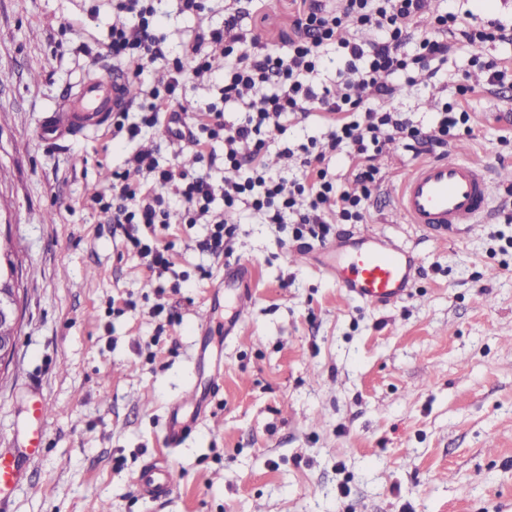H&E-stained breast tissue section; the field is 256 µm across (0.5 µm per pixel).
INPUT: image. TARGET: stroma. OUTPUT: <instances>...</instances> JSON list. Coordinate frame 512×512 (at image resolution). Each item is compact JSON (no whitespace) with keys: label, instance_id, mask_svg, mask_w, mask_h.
Listing matches in <instances>:
<instances>
[{"label":"stroma","instance_id":"stroma-1","mask_svg":"<svg viewBox=\"0 0 512 512\" xmlns=\"http://www.w3.org/2000/svg\"><path fill=\"white\" fill-rule=\"evenodd\" d=\"M227 0L201 16L160 0L166 72L200 28L224 24ZM288 0L244 4L243 32L283 50ZM111 0H0V232L19 249L26 288L14 369L0 376V450L23 444L44 401L42 447L0 512H512V87L460 97L480 60L512 68V43L462 45L436 86L393 104L421 125L433 102L463 99L474 132L454 148L500 177L493 218L435 240L397 214L393 195L415 165L387 145L367 226L416 249L409 297L377 307L296 262L292 229L246 210L230 254L203 253L206 224L157 228L172 264L154 277L88 199L100 174L135 150L167 162L163 129L137 142L104 133L55 145L41 121L105 54ZM248 262L253 303L233 312L225 263ZM217 327L203 335L199 316ZM223 381L184 443L168 448L170 404L207 373ZM166 457L173 494L151 500L135 479Z\"/></svg>","mask_w":512,"mask_h":512}]
</instances>
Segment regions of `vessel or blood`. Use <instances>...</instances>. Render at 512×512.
<instances>
[{
	"instance_id": "vessel-or-blood-1",
	"label": "vessel or blood",
	"mask_w": 512,
	"mask_h": 512,
	"mask_svg": "<svg viewBox=\"0 0 512 512\" xmlns=\"http://www.w3.org/2000/svg\"><path fill=\"white\" fill-rule=\"evenodd\" d=\"M130 102L125 70L116 68L87 76L78 90L45 118L40 137L59 143L97 134L107 128L112 113L125 110ZM496 199L497 180L489 169L453 151L408 170L394 204L406 223L428 236L444 239L449 232L488 217ZM418 267L414 248L370 230L358 232L350 241L324 243L318 259L319 270L330 273L346 296L379 307L396 305L409 296ZM251 275L246 263L224 269V285L233 289L237 311H245L251 302ZM205 412L204 394L198 387H190L169 412L165 427L168 447H179L186 436L188 418H202ZM32 414L39 426L30 434L24 454L0 451V493L18 481L23 460L34 459L41 446L48 418L46 403H36ZM136 483L150 498L169 496L174 476L168 461H152L138 473Z\"/></svg>"
}]
</instances>
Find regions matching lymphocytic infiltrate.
Segmentation results:
<instances>
[{"label": "lymphocytic infiltrate", "instance_id": "obj_1", "mask_svg": "<svg viewBox=\"0 0 512 512\" xmlns=\"http://www.w3.org/2000/svg\"><path fill=\"white\" fill-rule=\"evenodd\" d=\"M285 52L276 54L260 43V34L243 33L236 11L224 25L199 33L183 56L174 58L169 79L146 91L131 123L119 113L114 135L135 139L143 129L155 127L160 113H169L166 133L171 140L189 138L196 167L181 163L160 165L153 154L135 152L123 171L114 173L105 191L92 201L112 216L128 244L147 270L159 273L171 264L170 247L152 237L155 226L182 221L197 223L209 212L215 194L224 197V212L214 221L203 250L221 254L234 232L228 217L238 203L263 213L269 223L296 219L295 240H327L333 225L362 224L365 203L378 187V171L371 161L386 143L404 142L415 155H440L450 141L467 128L470 116L462 101L444 103L433 123L423 127L393 105L400 82L414 70L437 79L433 60H447L459 43L472 49L504 39L499 22L475 23L470 12L445 13L424 18L426 0H290ZM116 12L130 15L133 26L112 28L107 52L114 64H134L135 78L146 79L151 65L164 55V34L159 31L155 0H112ZM224 46V63L214 69V59L203 50L205 42ZM415 44V54L405 48ZM333 45L343 66L337 71V92H316L313 80L323 67V49ZM207 78L220 87V100L196 106L193 122L182 118L181 106L189 87ZM236 105L240 117L223 121V105ZM320 113L330 132L324 143L304 148L300 175L295 180L272 174L264 163L269 142L282 143L284 155H294L284 142L289 120ZM224 141L223 179H216L203 161L210 139ZM346 151L350 176L361 187L349 192L324 165L327 155Z\"/></svg>", "mask_w": 512, "mask_h": 512}]
</instances>
